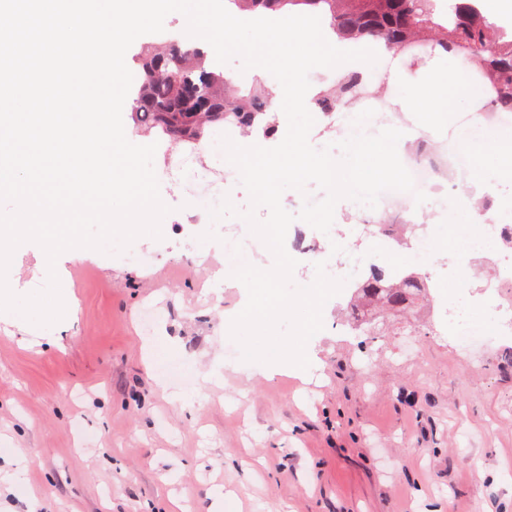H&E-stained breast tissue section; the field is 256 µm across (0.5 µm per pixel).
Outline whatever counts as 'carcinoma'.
Returning a JSON list of instances; mask_svg holds the SVG:
<instances>
[{"mask_svg": "<svg viewBox=\"0 0 512 512\" xmlns=\"http://www.w3.org/2000/svg\"><path fill=\"white\" fill-rule=\"evenodd\" d=\"M250 12L280 15L290 5H302L313 14L328 15L332 29L343 39L379 42L394 49L411 43L408 35L433 27L436 0H229ZM477 7L457 22L443 27L444 37L436 42L478 67L496 96V112H512V43L506 48H491V26L486 19L473 20ZM205 56L190 44L170 43L162 54L149 50L138 59V87L131 110L136 125L149 124L168 136L194 141L205 128L229 123L241 128L256 126L270 107L262 87H255L241 103L218 90L220 74L206 70L199 61ZM423 277L415 272L382 275L372 272L355 292L351 304L359 317H369L381 306L405 311L428 299Z\"/></svg>", "mask_w": 512, "mask_h": 512, "instance_id": "carcinoma-1", "label": "carcinoma"}]
</instances>
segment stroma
I'll return each instance as SVG.
<instances>
[{
  "instance_id": "35a3bbf8",
  "label": "stroma",
  "mask_w": 512,
  "mask_h": 512,
  "mask_svg": "<svg viewBox=\"0 0 512 512\" xmlns=\"http://www.w3.org/2000/svg\"><path fill=\"white\" fill-rule=\"evenodd\" d=\"M369 96L337 101L332 127H313L312 147L331 148L352 128L357 110L384 99L373 135L401 125L398 89L366 78ZM218 130L206 129L193 161L166 172L153 167L170 213L162 240L143 236L121 253L73 249L56 272L74 307L47 335L24 319L0 321V434L20 448L30 496L0 484V512H162L179 498L184 512H210V487L239 498L240 512H512V336H490L476 351L458 348L446 312L460 304L450 277L452 255L419 263L353 234L365 214L385 215L343 199L329 232L312 231L320 249L346 238L349 254L381 267L438 280L433 301L403 315L347 321L349 297L329 300L313 345L323 383L288 375L234 372L237 355L227 322L242 292L225 287L214 264L224 242L246 248L254 266L272 254L238 218L191 223L196 207L217 206L225 191L247 209L237 169L225 162ZM470 171L450 176L472 184L512 218V181L489 179L485 149ZM47 260L35 243L19 246L8 284L27 295L45 287ZM218 368L223 386L204 382ZM195 395L180 410L158 389ZM177 480L161 481L164 473Z\"/></svg>"
}]
</instances>
